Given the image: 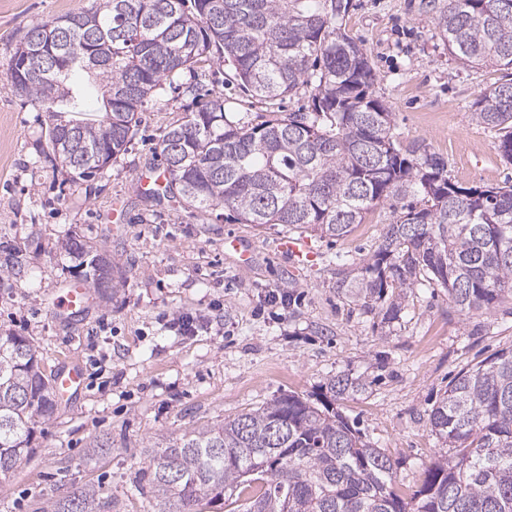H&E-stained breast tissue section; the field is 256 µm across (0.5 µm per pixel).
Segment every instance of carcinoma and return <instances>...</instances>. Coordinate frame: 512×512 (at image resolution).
Masks as SVG:
<instances>
[{
    "mask_svg": "<svg viewBox=\"0 0 512 512\" xmlns=\"http://www.w3.org/2000/svg\"><path fill=\"white\" fill-rule=\"evenodd\" d=\"M434 24L459 60L512 70V0H428ZM349 0H92L30 29L14 47L5 76L47 112V155L87 180L136 134L152 93L185 71L230 59L234 78L269 106L259 123L227 116L212 92L169 125L158 143L163 191L141 193L211 213L230 208L242 224L341 238L377 205L407 197L371 255L338 259L336 288L384 324L400 319L408 290L437 283L458 312L493 311L512 300V183L463 186L424 145L404 148L391 113L370 92L375 73L363 45L347 34ZM106 48L100 119L80 113L72 77L91 70ZM60 66L24 78L31 54ZM308 92V106L279 102ZM473 119L495 132L512 161V78L482 89ZM83 138L64 153L65 127ZM70 253L88 270L79 281L99 298L123 271L75 241ZM27 270L23 249L0 261V288ZM34 344L0 332V480L32 451L53 413L56 391ZM359 378L335 376L321 397L288 394L248 412L201 424L174 441L148 445L144 476L158 512H224L244 497L246 512H512V348L460 371L429 414L430 431L451 454L426 470L411 496L395 487L394 462L362 438L336 401L360 392ZM93 486L50 503L47 512H107Z\"/></svg>",
    "mask_w": 512,
    "mask_h": 512,
    "instance_id": "obj_1",
    "label": "carcinoma"
}]
</instances>
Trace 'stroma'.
<instances>
[{
  "instance_id": "1",
  "label": "stroma",
  "mask_w": 512,
  "mask_h": 512,
  "mask_svg": "<svg viewBox=\"0 0 512 512\" xmlns=\"http://www.w3.org/2000/svg\"><path fill=\"white\" fill-rule=\"evenodd\" d=\"M88 3L0 0V242L31 255L25 277L0 288V331L30 338L47 369L67 351L86 366L82 395L57 406L33 452L0 481V512H45L88 485L111 498L112 512H151L141 481L148 440L179 438L291 392L319 395L344 374L365 380L366 389L338 401V410L392 458L403 492L418 489L446 452L429 430L430 410L459 371L512 347V315H460L447 291L431 284L415 288L401 320L384 327L338 293L329 259L369 256L395 217L388 203L341 239L309 237L311 259L296 262L279 250L289 236L281 225L242 224L226 208L215 216L141 201L138 177L159 164L163 131L195 109L194 90L222 92L235 120L253 123L265 112L228 63L164 84L140 112L128 151L93 180L67 181L40 154L45 113L4 72L33 26ZM345 24L368 53L372 93L403 145L429 147L468 186L512 180L494 133L472 117L479 91L502 74L451 55L425 0H350ZM71 236L106 251L125 282L112 300H94L64 321L50 301L79 273L64 249ZM229 236L252 250L249 269L238 268ZM289 290L294 305L270 304V292ZM217 304L221 321L198 335L166 325L175 313L207 316ZM97 439L109 446L95 454L89 445Z\"/></svg>"
}]
</instances>
